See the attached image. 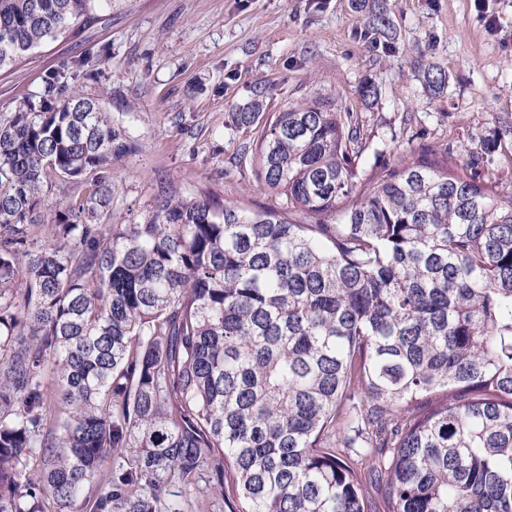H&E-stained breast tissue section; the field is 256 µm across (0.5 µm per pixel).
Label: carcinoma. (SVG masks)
Instances as JSON below:
<instances>
[{
	"label": "carcinoma",
	"instance_id": "cac0c4a2",
	"mask_svg": "<svg viewBox=\"0 0 512 512\" xmlns=\"http://www.w3.org/2000/svg\"><path fill=\"white\" fill-rule=\"evenodd\" d=\"M111 12L0 0V71ZM236 121L288 210L168 192L111 224L103 99L56 76L0 114V512H512V199L485 172L512 125L366 174L351 112ZM94 189L92 181H82L80 183L65 182L58 180L53 182L48 187H44V199L45 204L49 206L60 198H68L75 201H80L81 198L87 196Z\"/></svg>",
	"mask_w": 512,
	"mask_h": 512
}]
</instances>
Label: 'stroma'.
I'll return each mask as SVG.
<instances>
[{
  "instance_id": "obj_1",
  "label": "stroma",
  "mask_w": 512,
  "mask_h": 512,
  "mask_svg": "<svg viewBox=\"0 0 512 512\" xmlns=\"http://www.w3.org/2000/svg\"><path fill=\"white\" fill-rule=\"evenodd\" d=\"M395 39L360 37L354 0H114L110 18L47 41L0 72V113L65 75L106 97L132 146L112 165L115 224L140 221L161 192L252 210L286 206L257 180L258 128L235 115L315 99L364 124L363 172L430 145L464 150L512 124V0H389ZM448 73L428 92L410 48ZM90 58L85 70L73 62ZM377 86L363 100L365 82Z\"/></svg>"
}]
</instances>
